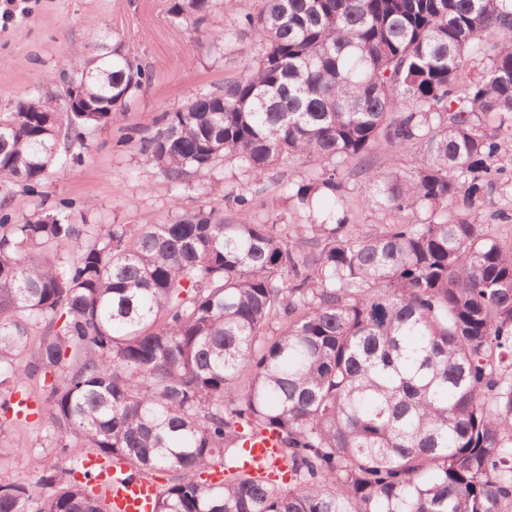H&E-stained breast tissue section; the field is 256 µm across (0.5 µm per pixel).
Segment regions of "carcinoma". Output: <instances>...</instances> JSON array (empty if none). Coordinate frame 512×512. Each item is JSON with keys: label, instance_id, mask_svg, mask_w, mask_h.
<instances>
[{"label": "carcinoma", "instance_id": "carcinoma-1", "mask_svg": "<svg viewBox=\"0 0 512 512\" xmlns=\"http://www.w3.org/2000/svg\"><path fill=\"white\" fill-rule=\"evenodd\" d=\"M212 7L168 13L198 29ZM243 25L258 56L163 113L138 151L175 185L223 157L256 183L317 162L288 183L303 224H258L244 195L231 221L212 207L76 224L63 200L12 222L11 187L41 195L52 166L81 160L72 143L151 80L107 34L69 75L98 111L32 96L0 112V386L40 382L70 458L38 503L1 483L0 512H110L90 448L130 474L178 473L152 512H512V247L475 215L512 151V0H263ZM376 148L421 164L377 171ZM352 160L367 163V204L416 219L349 223ZM322 196L336 217L315 211ZM81 238L72 262L32 255ZM265 433L278 461L242 469ZM217 465L222 481L202 479Z\"/></svg>", "mask_w": 512, "mask_h": 512}]
</instances>
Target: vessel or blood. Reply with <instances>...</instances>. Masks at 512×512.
Returning <instances> with one entry per match:
<instances>
[{
    "instance_id": "1",
    "label": "vessel or blood",
    "mask_w": 512,
    "mask_h": 512,
    "mask_svg": "<svg viewBox=\"0 0 512 512\" xmlns=\"http://www.w3.org/2000/svg\"><path fill=\"white\" fill-rule=\"evenodd\" d=\"M247 467L256 469L274 455L276 446L270 435L248 442ZM91 478L94 485L104 494L114 512H151L157 487L147 477L133 476L119 478L114 467L93 469Z\"/></svg>"
}]
</instances>
